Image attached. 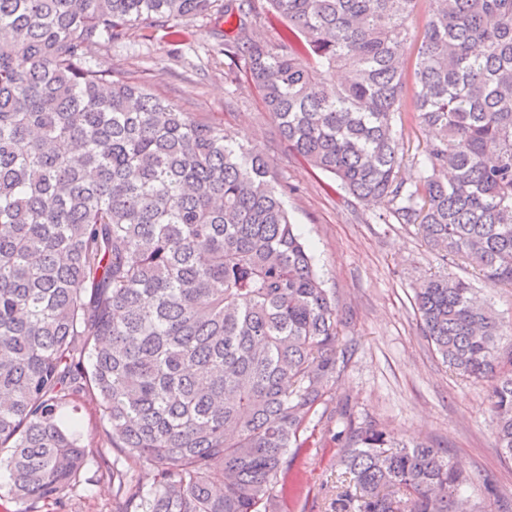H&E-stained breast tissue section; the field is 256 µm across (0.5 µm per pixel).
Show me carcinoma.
<instances>
[{
	"instance_id": "1",
	"label": "carcinoma",
	"mask_w": 512,
	"mask_h": 512,
	"mask_svg": "<svg viewBox=\"0 0 512 512\" xmlns=\"http://www.w3.org/2000/svg\"><path fill=\"white\" fill-rule=\"evenodd\" d=\"M0 0V468L18 512L64 508L88 445L66 412L96 404L114 512H268L340 370L338 313L265 156L87 62L185 20H236L224 55L282 140L347 196L416 226L441 257L512 286V0ZM415 46L421 176L395 126ZM442 362L492 381L512 458V350L472 285L416 289ZM357 497L336 512H455L465 482L437 449L371 426L337 435ZM149 467L152 484L136 472Z\"/></svg>"
}]
</instances>
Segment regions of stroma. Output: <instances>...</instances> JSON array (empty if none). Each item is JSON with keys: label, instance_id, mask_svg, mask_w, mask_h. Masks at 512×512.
I'll return each mask as SVG.
<instances>
[{"label": "stroma", "instance_id": "35a3bbf8", "mask_svg": "<svg viewBox=\"0 0 512 512\" xmlns=\"http://www.w3.org/2000/svg\"><path fill=\"white\" fill-rule=\"evenodd\" d=\"M227 30L214 16L185 24L176 38L162 30L147 40L131 32L92 47L89 57L97 69L128 78L179 111L219 125L229 141L261 151L271 179L292 188L285 202L336 299L345 366L327 387L322 415L313 416L299 445L289 448L286 488L274 490L271 512H336V495L346 482L335 437L350 422L437 448L467 481L468 512H512V459L496 446L491 384L443 365L414 310L425 276L465 278L498 315L505 348L512 345V287L485 279L462 261H442L413 225L381 223V206L347 199L330 178L306 166L246 82L243 61L225 56ZM415 62V55H407L401 119L404 141L419 155L427 134L412 118L419 91ZM75 415L93 442L65 512H112L116 486L99 471L112 456L104 426L92 404L78 403Z\"/></svg>", "mask_w": 512, "mask_h": 512}]
</instances>
